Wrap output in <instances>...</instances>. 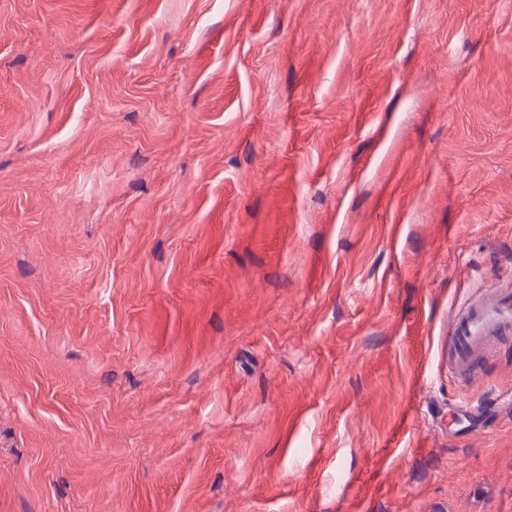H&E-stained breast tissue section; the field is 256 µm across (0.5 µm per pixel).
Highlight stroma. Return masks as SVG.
Returning <instances> with one entry per match:
<instances>
[{
	"label": "stroma",
	"instance_id": "stroma-1",
	"mask_svg": "<svg viewBox=\"0 0 512 512\" xmlns=\"http://www.w3.org/2000/svg\"><path fill=\"white\" fill-rule=\"evenodd\" d=\"M484 288L512 0H0V512H512ZM509 335L511 289L489 288L467 298L448 319V372L462 386H469Z\"/></svg>",
	"mask_w": 512,
	"mask_h": 512
}]
</instances>
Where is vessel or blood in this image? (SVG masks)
I'll use <instances>...</instances> for the list:
<instances>
[{"label":"vessel or blood","instance_id":"1","mask_svg":"<svg viewBox=\"0 0 512 512\" xmlns=\"http://www.w3.org/2000/svg\"><path fill=\"white\" fill-rule=\"evenodd\" d=\"M512 335V290L489 288L467 298L448 319V371L461 385L479 378L483 364Z\"/></svg>","mask_w":512,"mask_h":512}]
</instances>
